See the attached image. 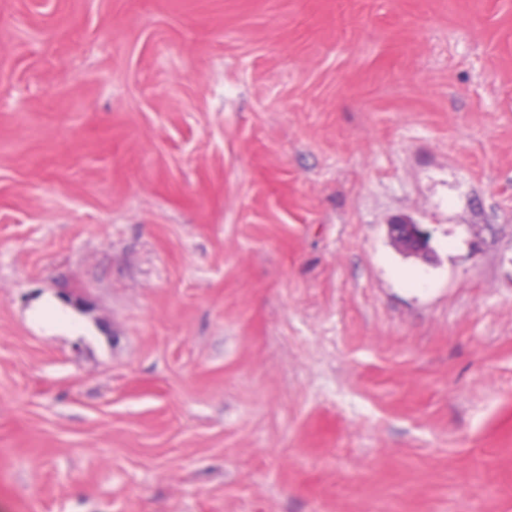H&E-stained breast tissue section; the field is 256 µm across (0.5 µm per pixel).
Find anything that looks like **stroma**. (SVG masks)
<instances>
[{"instance_id": "obj_1", "label": "stroma", "mask_w": 512, "mask_h": 512, "mask_svg": "<svg viewBox=\"0 0 512 512\" xmlns=\"http://www.w3.org/2000/svg\"><path fill=\"white\" fill-rule=\"evenodd\" d=\"M0 512H512V0H0ZM389 234L407 254L423 255L428 253L420 245L423 234L426 232L418 224H392L389 225Z\"/></svg>"}]
</instances>
